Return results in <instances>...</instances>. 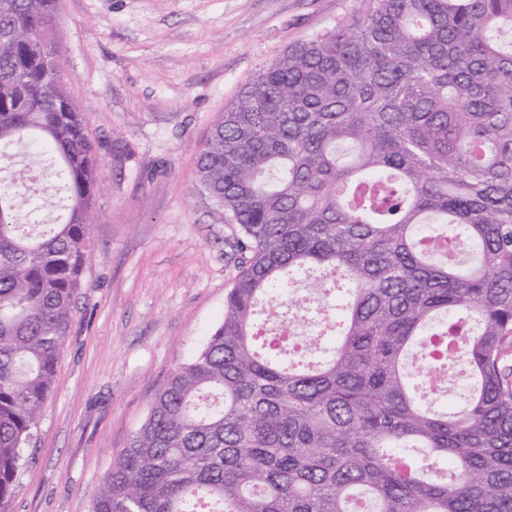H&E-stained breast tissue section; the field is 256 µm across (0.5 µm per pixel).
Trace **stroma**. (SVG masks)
<instances>
[{
  "label": "stroma",
  "mask_w": 512,
  "mask_h": 512,
  "mask_svg": "<svg viewBox=\"0 0 512 512\" xmlns=\"http://www.w3.org/2000/svg\"><path fill=\"white\" fill-rule=\"evenodd\" d=\"M359 0H61L68 90L103 145L94 248L55 384L0 512H90L155 393L221 323L237 225L196 156L255 74Z\"/></svg>",
  "instance_id": "obj_1"
}]
</instances>
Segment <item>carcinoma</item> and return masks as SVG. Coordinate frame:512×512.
Masks as SVG:
<instances>
[{
    "label": "carcinoma",
    "mask_w": 512,
    "mask_h": 512,
    "mask_svg": "<svg viewBox=\"0 0 512 512\" xmlns=\"http://www.w3.org/2000/svg\"><path fill=\"white\" fill-rule=\"evenodd\" d=\"M60 0H0V502L53 390L102 162ZM200 185L239 226L224 320L91 512H512V0H364L220 113ZM64 208L48 233L24 207ZM327 270L295 364L267 337Z\"/></svg>",
    "instance_id": "cac0c4a2"
}]
</instances>
